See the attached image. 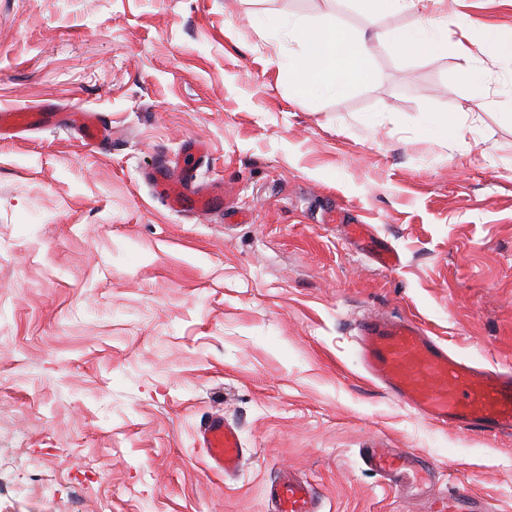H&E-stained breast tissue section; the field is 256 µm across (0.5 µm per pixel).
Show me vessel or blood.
Returning a JSON list of instances; mask_svg holds the SVG:
<instances>
[{"instance_id": "vessel-or-blood-1", "label": "vessel or blood", "mask_w": 512, "mask_h": 512, "mask_svg": "<svg viewBox=\"0 0 512 512\" xmlns=\"http://www.w3.org/2000/svg\"><path fill=\"white\" fill-rule=\"evenodd\" d=\"M58 121V115L47 108H7L0 111V135L19 139L35 127ZM78 127L89 146L110 135L109 126L97 112L80 111ZM154 182L175 212L207 215L218 195L214 189H199L187 169L175 179L168 170H157ZM358 338L364 371L428 423L443 428L452 425L466 433L512 434V368L498 362L477 366L454 354L442 338L406 316L367 317L358 326ZM202 438L217 471L230 474L237 470L244 453L235 426L223 416H211ZM363 460L405 498L426 502L429 512H493L487 501L465 491L442 498L428 493L430 468L412 451L375 445L364 449ZM269 497L274 512H320L315 488L291 475L273 483Z\"/></svg>"}]
</instances>
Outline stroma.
I'll use <instances>...</instances> for the list:
<instances>
[{
    "label": "stroma",
    "mask_w": 512,
    "mask_h": 512,
    "mask_svg": "<svg viewBox=\"0 0 512 512\" xmlns=\"http://www.w3.org/2000/svg\"><path fill=\"white\" fill-rule=\"evenodd\" d=\"M436 14L512 33L507 0H0V109L112 126L96 147L66 128L0 139V512H272L288 468L322 512H424L364 465L379 440L426 457L439 492L512 512V437L428 424L358 363L375 313L512 360V63L404 51ZM293 16L375 32L369 77L302 87ZM451 115L460 135L425 133ZM189 139L208 146L199 182L224 185L202 217L145 179ZM217 411L244 444L232 476L198 443ZM33 460L51 488L26 479ZM366 4V8L371 11H391L399 12L405 10H415L426 2V0H360Z\"/></svg>",
    "instance_id": "stroma-1"
}]
</instances>
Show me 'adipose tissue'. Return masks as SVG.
<instances>
[{
    "label": "adipose tissue",
    "mask_w": 512,
    "mask_h": 512,
    "mask_svg": "<svg viewBox=\"0 0 512 512\" xmlns=\"http://www.w3.org/2000/svg\"><path fill=\"white\" fill-rule=\"evenodd\" d=\"M288 34L306 45L297 70L304 84L311 88L335 93L367 77L368 47L364 36L332 21L312 27L297 17L289 19ZM401 41L410 49L444 51L452 47L463 57L470 56L475 46L490 57L512 55V35L490 41L481 31L463 22L452 34L444 19L429 27L417 26L403 32Z\"/></svg>",
    "instance_id": "obj_1"
}]
</instances>
